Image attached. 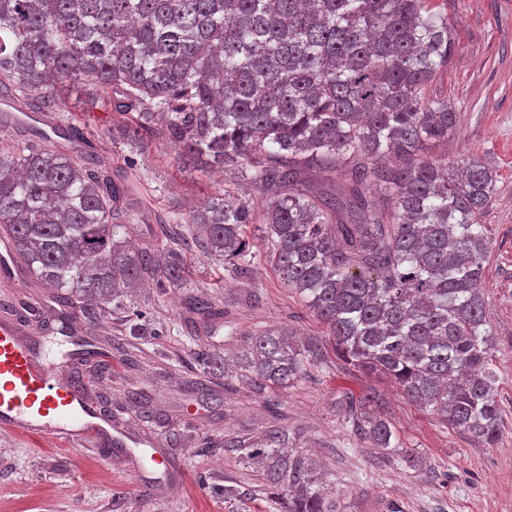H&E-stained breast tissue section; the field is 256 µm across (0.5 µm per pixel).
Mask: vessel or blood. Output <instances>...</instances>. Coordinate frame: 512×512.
Here are the masks:
<instances>
[{"label": "vessel or blood", "mask_w": 512, "mask_h": 512, "mask_svg": "<svg viewBox=\"0 0 512 512\" xmlns=\"http://www.w3.org/2000/svg\"><path fill=\"white\" fill-rule=\"evenodd\" d=\"M11 244L0 239V288L16 281ZM31 324L21 317L0 319V430L68 442L78 449L98 437L120 448L140 442L113 425L90 404L84 391L71 385L65 360H48L28 341Z\"/></svg>", "instance_id": "b4317fda"}]
</instances>
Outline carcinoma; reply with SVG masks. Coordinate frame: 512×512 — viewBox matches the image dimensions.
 <instances>
[{
  "label": "carcinoma",
  "mask_w": 512,
  "mask_h": 512,
  "mask_svg": "<svg viewBox=\"0 0 512 512\" xmlns=\"http://www.w3.org/2000/svg\"><path fill=\"white\" fill-rule=\"evenodd\" d=\"M448 18L429 0H0V97L55 112L92 85L140 147L158 133L186 159L240 173L188 223L203 254L241 275L253 255L249 195L265 197L269 260L354 367L388 377L408 401L489 446L501 408L486 304L480 215L496 177L473 157L426 153L457 115L426 89L448 67ZM315 170L326 186L312 189ZM133 189L82 152L0 147V229L31 277L99 319L128 311L140 285H188L190 247L126 239L114 216ZM187 326H214L208 294L184 299ZM286 325L263 327L236 357L255 395L322 363ZM212 372L226 359L203 351ZM376 448L394 434L377 400L351 406ZM276 429L249 455L273 512H344L321 466L284 451Z\"/></svg>",
  "instance_id": "cac0c4a2"
}]
</instances>
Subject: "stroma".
<instances>
[{
	"label": "stroma",
	"mask_w": 512,
	"mask_h": 512,
	"mask_svg": "<svg viewBox=\"0 0 512 512\" xmlns=\"http://www.w3.org/2000/svg\"><path fill=\"white\" fill-rule=\"evenodd\" d=\"M431 4L447 16L452 46L447 69L426 95L447 96L458 121L454 139L431 152L477 158L496 175L495 194L481 216L491 250L481 287L498 376L500 442L490 447L460 435L442 417L404 400L387 377L360 372L331 350L294 386L262 397L240 381L228 384L205 373L198 351L236 355L250 333L269 324L292 326L302 344L328 341L325 327L266 261L269 243L257 223L248 229L255 259L246 275L226 274L221 262L198 252L190 257V287L223 307L225 326L188 334L185 290L146 286L132 299L147 312L152 335H130L120 313L96 324L78 314L68 334L30 335L36 346L69 338L94 342L110 373L99 375L93 364L76 361L70 375L90 401L108 397L113 420L157 439L168 462L133 474L109 464V448L98 444L74 453L57 440L0 431V512H269L259 495L225 501L224 486L260 484L247 454L274 428L295 435L320 461L345 512H512V0ZM54 118L80 126L84 151L138 186L135 216L127 223L136 244L166 248L168 224L180 225L181 240H188L191 211L239 182L233 170L201 172L157 135L129 148L112 137L116 113L87 112L71 101ZM132 393L150 406L152 418L138 417ZM368 393L382 400L395 448L373 447L353 430L348 406ZM229 438L238 447H225ZM407 451L419 456V468L402 463Z\"/></svg>",
	"instance_id": "obj_1"
}]
</instances>
